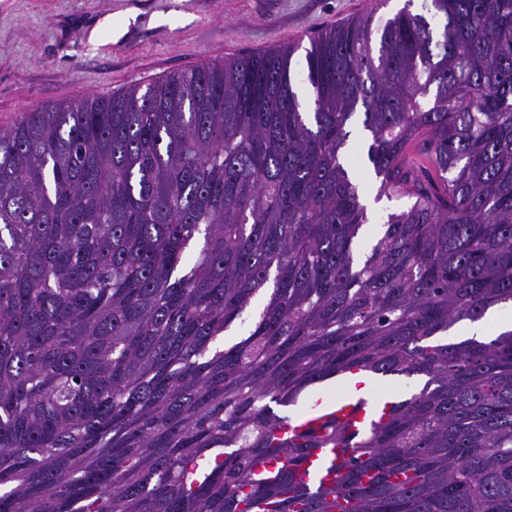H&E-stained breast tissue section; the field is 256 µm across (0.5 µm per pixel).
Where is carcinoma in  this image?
I'll list each match as a JSON object with an SVG mask.
<instances>
[{"mask_svg": "<svg viewBox=\"0 0 512 512\" xmlns=\"http://www.w3.org/2000/svg\"><path fill=\"white\" fill-rule=\"evenodd\" d=\"M412 6L0 130V512H512V332L438 340L512 301V0ZM361 372L427 380L275 436ZM265 296H258L253 301L250 307L243 313L241 318L235 323V325L226 333L224 336V340L219 341V344L222 346V343L229 344L231 342H236L241 336L247 333V330L250 328L253 321L258 316L261 311L263 304L265 302Z\"/></svg>", "mask_w": 512, "mask_h": 512, "instance_id": "1", "label": "carcinoma"}]
</instances>
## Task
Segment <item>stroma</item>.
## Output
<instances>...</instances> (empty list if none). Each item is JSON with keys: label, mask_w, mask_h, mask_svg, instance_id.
<instances>
[{"label": "stroma", "mask_w": 512, "mask_h": 512, "mask_svg": "<svg viewBox=\"0 0 512 512\" xmlns=\"http://www.w3.org/2000/svg\"><path fill=\"white\" fill-rule=\"evenodd\" d=\"M387 0H0V129L37 105L107 97L205 61L256 54ZM113 33L99 34L104 19Z\"/></svg>", "instance_id": "1"}]
</instances>
